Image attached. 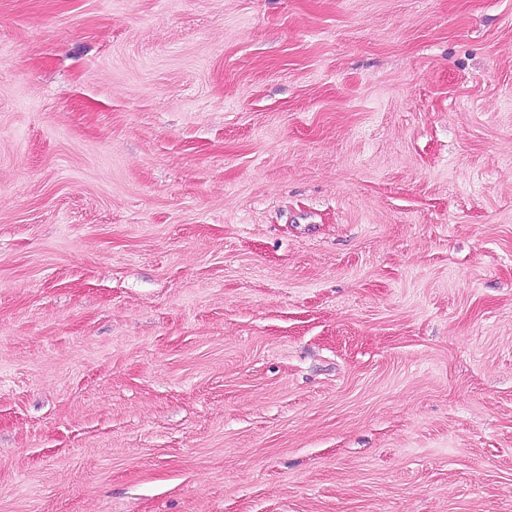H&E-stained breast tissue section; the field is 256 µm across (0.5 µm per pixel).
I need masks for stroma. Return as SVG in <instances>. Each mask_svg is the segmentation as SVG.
<instances>
[{
    "label": "stroma",
    "instance_id": "35a3bbf8",
    "mask_svg": "<svg viewBox=\"0 0 512 512\" xmlns=\"http://www.w3.org/2000/svg\"><path fill=\"white\" fill-rule=\"evenodd\" d=\"M0 512H512V0H0Z\"/></svg>",
    "mask_w": 512,
    "mask_h": 512
}]
</instances>
